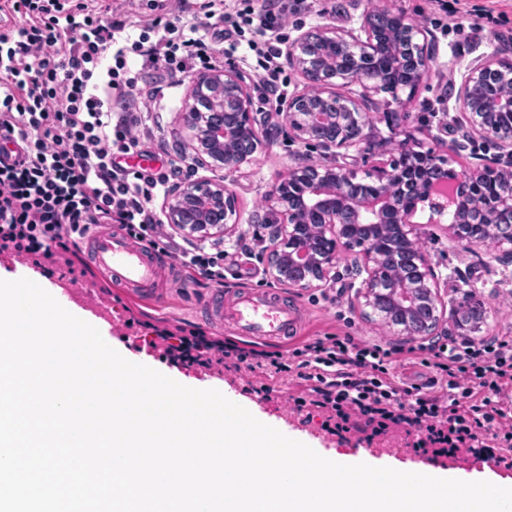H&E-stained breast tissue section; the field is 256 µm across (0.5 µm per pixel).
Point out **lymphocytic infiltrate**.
Returning a JSON list of instances; mask_svg holds the SVG:
<instances>
[{
	"label": "lymphocytic infiltrate",
	"instance_id": "lymphocytic-infiltrate-1",
	"mask_svg": "<svg viewBox=\"0 0 512 512\" xmlns=\"http://www.w3.org/2000/svg\"><path fill=\"white\" fill-rule=\"evenodd\" d=\"M149 0L138 23L111 0H0V252L81 262L79 242L116 224L162 263L189 277L224 283L221 245L177 241L153 203L180 173L162 157L156 169L122 161L150 155L148 128L164 80L212 67L216 45L246 47L274 87L288 14L307 0ZM187 22L167 24L171 10ZM171 359L290 376L297 411L321 415L336 432L369 440L393 430L416 434L415 452L470 454L512 468V336H440L394 347L328 333L285 351H257L165 328L147 337ZM432 369L422 384L400 380L397 363ZM271 381L262 385L271 395Z\"/></svg>",
	"mask_w": 512,
	"mask_h": 512
}]
</instances>
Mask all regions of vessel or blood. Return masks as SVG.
<instances>
[{
    "label": "vessel or blood",
    "mask_w": 512,
    "mask_h": 512,
    "mask_svg": "<svg viewBox=\"0 0 512 512\" xmlns=\"http://www.w3.org/2000/svg\"><path fill=\"white\" fill-rule=\"evenodd\" d=\"M87 245L95 273L132 296H149L152 286L162 280V269L152 253L135 245L119 228L94 231ZM208 314L216 324L230 323L239 334L255 340L281 343L296 328L295 313L265 293L247 291L232 299L213 297Z\"/></svg>",
    "instance_id": "1"
}]
</instances>
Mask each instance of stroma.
<instances>
[{"label":"stroma","mask_w":512,"mask_h":512,"mask_svg":"<svg viewBox=\"0 0 512 512\" xmlns=\"http://www.w3.org/2000/svg\"><path fill=\"white\" fill-rule=\"evenodd\" d=\"M379 9L405 13L423 26L432 45L434 61L415 89L402 90L395 98L385 92L371 94L365 104L370 123L369 152L356 153L347 159L350 168L356 170L358 181L368 182L373 168L398 158L400 142L411 138L426 148L434 146L439 135L453 143L448 167L456 172L492 161L495 147L470 136L467 128L458 126L457 92L474 61L484 58L512 61V41L491 35L492 23L476 15L477 10H490L503 31H511L512 0H314L310 13L289 16L286 34L292 39L320 26L356 34L364 15ZM189 93L188 84L165 82V107L158 126L153 129L156 142L164 145L169 154L184 157L183 172L187 175L192 172V150L178 114ZM398 110L405 111V118L399 123H390L387 113ZM260 135L263 147L239 171L227 173L216 169L209 173L210 178L224 180L236 191L240 212L234 235L224 240L231 248L224 260L225 296L245 290L280 295L285 303L299 310L298 334L302 337L348 332L386 346L401 345V338L392 335L358 298L364 275L355 255H343L335 275L327 282L328 287L336 291V300L332 303L321 300L319 289L288 287L266 276V264L260 259L270 235L265 196L292 167L323 163L324 156L319 150L291 141L286 128L277 119L261 127ZM427 218L424 212L417 215L422 223L419 245L428 251L440 286L448 291V303L465 306L480 301L488 307V319L474 331V338L512 336V259L484 244L463 250L449 239L447 225L428 223ZM240 240L247 244V251L236 250L235 245ZM38 271L53 289L81 293L82 312L95 316L100 310H107L111 347L127 352L136 350L138 337L152 335L154 329L168 324L183 325L208 337L224 340L235 337L229 328L211 325L207 320L204 303L214 292V285L188 282L182 268L168 271L167 284L154 301L136 299L119 288L102 287L100 280L69 273L64 265L51 258L42 259ZM139 353L142 359L177 380L201 383L234 395L245 406L327 454L344 458L365 453L396 469L429 466L456 469L487 479L512 478V469L495 466L490 461L472 457L431 459L417 455L410 448L405 433L397 430L368 444L350 436L333 435L323 428L321 418L309 419L293 411L289 399L298 394L300 388L291 378L279 380L276 393L264 400L250 388L251 383L262 382V374L247 378L219 365L203 368L176 364L161 350L150 347Z\"/></svg>","instance_id":"1"}]
</instances>
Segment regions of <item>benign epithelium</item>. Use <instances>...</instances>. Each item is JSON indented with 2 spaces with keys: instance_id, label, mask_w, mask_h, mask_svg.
I'll use <instances>...</instances> for the list:
<instances>
[{
  "instance_id": "7a95c632",
  "label": "benign epithelium",
  "mask_w": 512,
  "mask_h": 512,
  "mask_svg": "<svg viewBox=\"0 0 512 512\" xmlns=\"http://www.w3.org/2000/svg\"><path fill=\"white\" fill-rule=\"evenodd\" d=\"M395 14L368 12L363 35L338 34L332 27L299 34L285 50L288 67L304 79L302 89L281 104V116L299 142L331 156L359 147L367 140V114L362 100L372 93L392 94L415 88L429 70L433 55L428 41H419L425 29L401 19L398 45L383 27ZM396 52L409 72L398 85L378 67L377 59ZM501 62L478 60L464 76L458 100L461 119L473 134L494 144L497 166L463 170L448 175V155L420 144L403 143V161L380 166L369 184L337 161L288 171L268 196L275 216L270 232L267 275L275 282L302 289L319 287L330 277L344 253L362 256L367 277L359 296L379 321L398 336H431L449 317L458 328L475 330L487 314L483 303L464 310L447 308L430 256L417 247L420 225L414 221L417 205L428 204L429 223L440 224L450 215L451 238L463 249L493 243L512 256V232L503 231L498 216L512 213V124H492L493 112H512V96L477 99L476 86L497 75ZM189 81L191 90L182 112L194 166L202 169H240L263 146L257 108L245 74L228 63L222 69H203L174 76ZM356 86L358 97L336 92L338 86ZM242 140L250 142L243 152ZM498 176V196L477 209L462 207L476 198L479 182L488 171ZM167 223L187 240L221 242L239 223L237 193L224 181L207 177L174 185L164 203Z\"/></svg>"
}]
</instances>
